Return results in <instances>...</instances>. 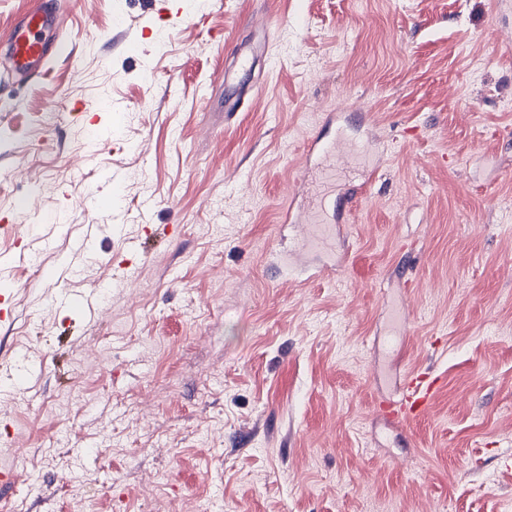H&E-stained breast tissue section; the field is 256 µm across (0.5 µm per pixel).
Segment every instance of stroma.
<instances>
[{
    "label": "stroma",
    "mask_w": 512,
    "mask_h": 512,
    "mask_svg": "<svg viewBox=\"0 0 512 512\" xmlns=\"http://www.w3.org/2000/svg\"><path fill=\"white\" fill-rule=\"evenodd\" d=\"M57 4L46 76L0 50V512H512V0ZM340 131L378 179L308 252ZM307 149L309 154L313 155L319 153L327 161H332V164L327 165L321 171L322 183L331 179L336 174V169L340 166L347 164V159L336 153L334 143H322L320 137L311 138L308 142ZM439 379L425 371H409L397 400L385 406L389 415L399 422H413L423 418L439 390Z\"/></svg>",
    "instance_id": "stroma-1"
}]
</instances>
